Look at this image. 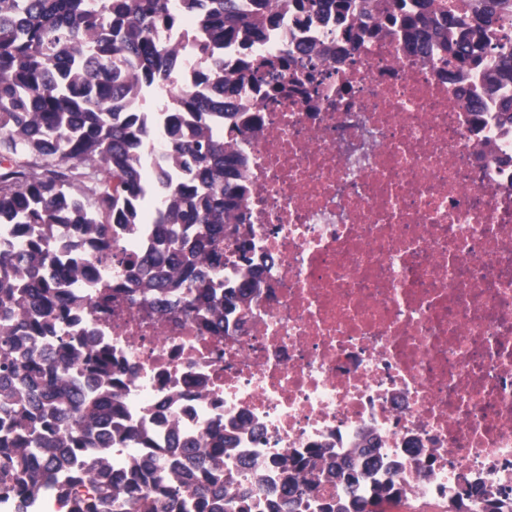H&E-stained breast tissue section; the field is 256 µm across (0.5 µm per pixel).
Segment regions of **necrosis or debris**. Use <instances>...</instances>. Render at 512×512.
Wrapping results in <instances>:
<instances>
[{
  "label": "necrosis or debris",
  "instance_id": "1",
  "mask_svg": "<svg viewBox=\"0 0 512 512\" xmlns=\"http://www.w3.org/2000/svg\"><path fill=\"white\" fill-rule=\"evenodd\" d=\"M483 0H434L418 38L386 23L394 0H356L344 19L296 24L285 0L253 45L224 47V154L242 158L246 198L224 215L258 243L262 286L224 330L203 314L115 299L120 267L83 249L91 279L72 354L107 349L112 470L173 441L210 448L233 432L224 498L249 512L282 499L279 457L326 449L297 512L351 503L330 463L391 482L411 504L512 512V122L484 68L449 71L439 29L474 24ZM275 74L278 90L267 91ZM385 468L365 474V464Z\"/></svg>",
  "mask_w": 512,
  "mask_h": 512
}]
</instances>
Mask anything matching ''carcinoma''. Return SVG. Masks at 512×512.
Wrapping results in <instances>:
<instances>
[{
    "mask_svg": "<svg viewBox=\"0 0 512 512\" xmlns=\"http://www.w3.org/2000/svg\"><path fill=\"white\" fill-rule=\"evenodd\" d=\"M325 0H288L299 21L324 11ZM401 23L415 30L431 0H413ZM184 14L202 20L194 35L206 66L181 86L177 49L164 34ZM499 21L488 2L475 28L448 14V51L456 68L483 64L474 37ZM272 20L255 9L245 15L235 0H0V504L13 512H39L47 493L69 512H225L224 460L197 457L192 472L179 448L167 462L131 456L126 468L150 483L157 497L139 495L138 480L123 496L110 479L112 372L105 358L87 357L80 374L64 358L69 335L65 306L81 300L78 284L50 266L78 248L85 236L112 260V225L142 224L144 174L141 139L153 133L145 112L132 104L150 90L177 89L164 127L169 165L158 167L162 187L155 223L163 234L119 259L127 272L125 300L132 305L169 296L189 309L208 310L217 321L232 300L261 287L251 254L255 242L224 224V212L248 191L238 158L224 156V43L240 32L261 39ZM486 67L512 76V50ZM233 238L249 265L248 280L215 282L224 270L223 240ZM278 462L287 495L282 508L299 506L313 492L305 472L313 457ZM81 470L99 506L71 497L62 473ZM328 476L352 490L355 512H383L391 484L365 499L360 475L335 467Z\"/></svg>",
    "mask_w": 512,
    "mask_h": 512,
    "instance_id": "obj_1",
    "label": "carcinoma"
}]
</instances>
